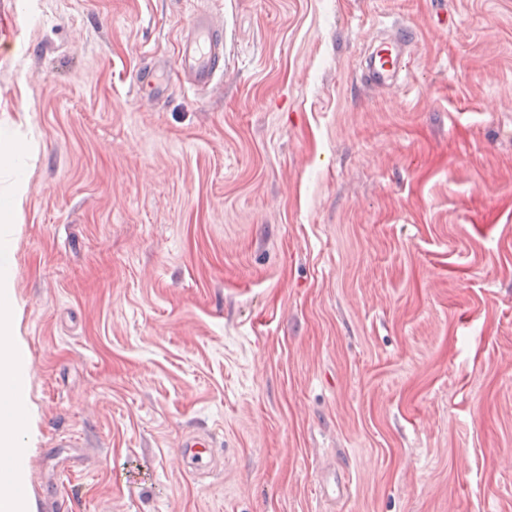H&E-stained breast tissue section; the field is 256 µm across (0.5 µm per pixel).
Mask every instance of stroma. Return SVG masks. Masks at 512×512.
I'll return each mask as SVG.
<instances>
[{
    "label": "stroma",
    "mask_w": 512,
    "mask_h": 512,
    "mask_svg": "<svg viewBox=\"0 0 512 512\" xmlns=\"http://www.w3.org/2000/svg\"><path fill=\"white\" fill-rule=\"evenodd\" d=\"M205 2L222 98L146 110L187 0H0L25 512H512V0ZM393 35L380 43L364 63L362 79L370 89H386L397 85L407 67V49L413 44L414 31L402 23L392 24ZM179 456L183 464L193 474L209 472L212 469L211 448L212 441L199 435H186L181 443Z\"/></svg>",
    "instance_id": "obj_1"
}]
</instances>
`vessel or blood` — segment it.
<instances>
[{"mask_svg":"<svg viewBox=\"0 0 512 512\" xmlns=\"http://www.w3.org/2000/svg\"><path fill=\"white\" fill-rule=\"evenodd\" d=\"M393 34L387 42L379 44L364 63L362 78L368 88L393 87L396 76L407 66V50L414 40L411 27L394 24ZM225 33L224 21L207 7L194 8L190 22L175 45L173 59L164 58L138 74L135 86L140 104L150 108L167 98L172 79H179L183 87L205 94L213 92L224 76ZM27 384L26 370L15 372L10 379L0 383V485L10 486L11 495L0 498V512H17L29 497V488L19 479L18 473L27 465L17 452L15 443L27 423L19 407V400ZM209 438L199 435L185 436L179 451L183 464L191 473L211 471Z\"/></svg>","mask_w":512,"mask_h":512,"instance_id":"b4317fda","label":"vessel or blood"}]
</instances>
